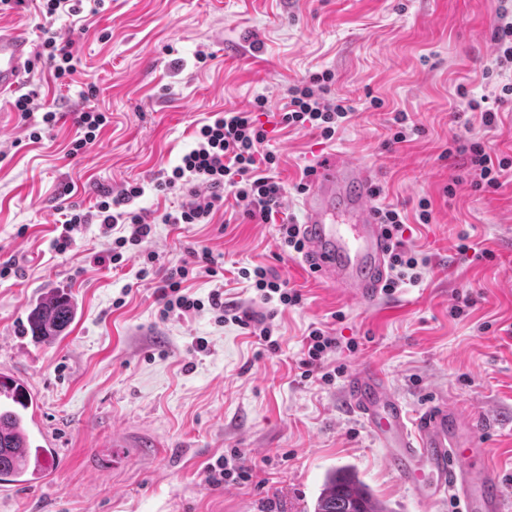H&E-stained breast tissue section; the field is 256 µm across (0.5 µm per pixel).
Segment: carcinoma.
<instances>
[{
  "instance_id": "cac0c4a2",
  "label": "carcinoma",
  "mask_w": 512,
  "mask_h": 512,
  "mask_svg": "<svg viewBox=\"0 0 512 512\" xmlns=\"http://www.w3.org/2000/svg\"><path fill=\"white\" fill-rule=\"evenodd\" d=\"M76 316L71 298L53 294L38 302L30 312L29 331L39 340L53 342ZM0 481H35L42 478L52 451L37 444L32 435L22 434L26 412L33 399L23 384L0 374ZM313 512H390L352 470L342 467L330 472L314 503Z\"/></svg>"
}]
</instances>
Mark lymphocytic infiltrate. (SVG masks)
I'll return each instance as SVG.
<instances>
[{
	"instance_id": "1",
	"label": "lymphocytic infiltrate",
	"mask_w": 512,
	"mask_h": 512,
	"mask_svg": "<svg viewBox=\"0 0 512 512\" xmlns=\"http://www.w3.org/2000/svg\"><path fill=\"white\" fill-rule=\"evenodd\" d=\"M43 57L53 76L61 85H68L80 64L73 41L60 40L52 28L43 30ZM334 79L332 72L324 71L301 80L288 89V101L279 114L283 128L295 131L317 132L323 140L334 139L352 117L353 108L341 99L330 96ZM268 109L265 96H256L252 112H217L207 123L199 127L197 142L184 154L171 173L156 185L160 191H178L187 194L188 200L177 210L167 212L162 221L166 224H208L224 202L225 193H232L243 207L244 215L261 224H277L282 247L288 251L302 253L304 242L293 218H281L283 187L274 172L279 163L276 151L267 148L268 133L262 124L253 119V112ZM459 151L468 153L472 186L477 190L492 192L502 186L504 178L512 176V157L494 156L483 142L464 140ZM145 192L142 184L129 183L112 198L102 199L95 211L71 209L62 231L53 241L55 250L66 251L73 242V233L81 226L93 222L104 230L124 225L127 235L118 237L108 254L113 268H121L124 259L122 250L126 245H140L153 233V225L147 222L142 212L133 209V202ZM381 224L385 226L388 240L389 273L384 284L386 292L414 285L422 279L426 259L407 249L403 242L404 219L397 209L382 208L378 211ZM192 265L177 267L157 289L163 316L186 314L190 311L210 309L217 322H232L240 327H253L255 336L269 350H276L278 343L272 338V326L265 320L254 319L249 313H238L233 305L224 300V293L213 290L207 299L201 300L184 292L181 284L189 274L195 273L210 279L223 277L224 268L215 261L209 250H191ZM239 276L251 280L263 303H277L283 307H294L302 302V295L287 286L270 270L258 266L240 268ZM337 340L319 327L311 328L305 338L304 357L300 361L302 378L320 375L322 381H332L331 372L324 364L329 352L335 351Z\"/></svg>"
}]
</instances>
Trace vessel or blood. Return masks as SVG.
<instances>
[{
  "label": "vessel or blood",
  "mask_w": 512,
  "mask_h": 512,
  "mask_svg": "<svg viewBox=\"0 0 512 512\" xmlns=\"http://www.w3.org/2000/svg\"><path fill=\"white\" fill-rule=\"evenodd\" d=\"M35 45L25 31L0 26V95L31 77ZM372 171L335 157L322 159L303 195V260L342 299L365 308L385 296L387 241L371 193ZM350 221H336L338 212ZM348 405L370 428L387 469L422 503L449 496L460 512H512V497L493 473L486 448L475 444L476 420L447 399L410 419L386 373L363 365L347 377Z\"/></svg>",
  "instance_id": "obj_1"
}]
</instances>
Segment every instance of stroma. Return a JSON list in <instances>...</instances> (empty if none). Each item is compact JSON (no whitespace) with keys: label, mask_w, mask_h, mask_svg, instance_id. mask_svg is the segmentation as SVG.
<instances>
[{"label":"stroma","mask_w":512,"mask_h":512,"mask_svg":"<svg viewBox=\"0 0 512 512\" xmlns=\"http://www.w3.org/2000/svg\"><path fill=\"white\" fill-rule=\"evenodd\" d=\"M503 0H106L99 13L60 17L81 68L57 86L43 60L29 94L35 117L57 114L32 142L11 99L0 98V374L34 399L31 431L55 448L47 478L0 482V512H313L326 474L353 467L390 512H455L451 500L426 505L386 468L383 452L343 400L344 374L382 369L409 413L448 397L479 421L498 478L512 489V183L474 190L458 137L512 156V101L499 102L502 76L493 29ZM331 71L333 96L354 109L335 139L280 128L274 114L288 88ZM499 105L485 128L479 112L456 121L460 92ZM270 110L257 119L280 156L283 209L301 215L294 191L306 167L327 153L357 161L381 190L374 203L406 217L404 238L428 258L420 283L365 309L340 300L301 255L284 250L278 227L244 218L233 195L209 224H163L182 196L156 190L164 173L195 145L212 113L250 110L256 95ZM108 118L83 155L69 156L74 117ZM406 113L420 132L392 143L389 119ZM144 185L134 201L155 220L152 236L125 246L128 261L100 262L112 234L88 224L66 252L52 242L64 208L93 209L103 191ZM455 195H447L448 183ZM431 220L416 221L421 199ZM479 256L463 262L461 234ZM207 248L226 273L224 298L238 310L268 314L238 268L262 266L303 302L272 314L277 351L249 330L219 323L211 310L161 314L155 290L192 248ZM154 272L140 278L148 254ZM62 291L77 314L46 343L24 327L34 305ZM475 303L458 316L457 295ZM336 337L332 383L301 379L298 361L310 326ZM208 348L197 351V338ZM237 451L251 478L214 486L207 468Z\"/></svg>","instance_id":"35a3bbf8"}]
</instances>
